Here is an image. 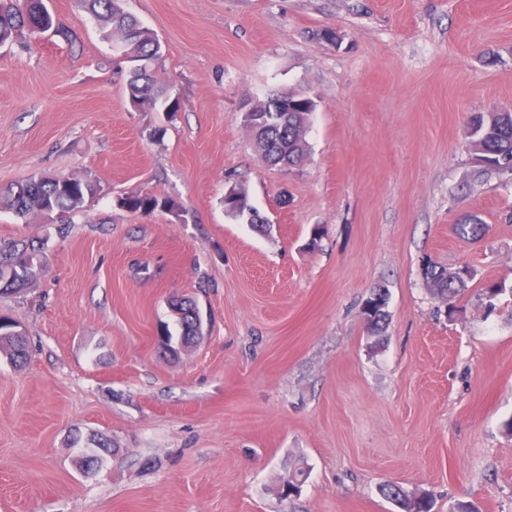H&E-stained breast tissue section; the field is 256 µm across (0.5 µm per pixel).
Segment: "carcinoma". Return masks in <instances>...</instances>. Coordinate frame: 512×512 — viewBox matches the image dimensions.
Masks as SVG:
<instances>
[{
	"mask_svg": "<svg viewBox=\"0 0 512 512\" xmlns=\"http://www.w3.org/2000/svg\"><path fill=\"white\" fill-rule=\"evenodd\" d=\"M84 8L93 16L98 32L114 44L124 46V53L139 59L147 66L129 75L128 98L134 104L151 108L177 111V100L166 94L157 85L151 74L157 64V35L125 11L122 0H81ZM44 19V0H0V34L12 40L26 33L36 34ZM292 112L288 120L251 128L253 143L266 164L281 169H293L307 158V127L315 112V101L302 92L289 91ZM467 137L474 154L487 164V168L498 170L512 167V112H487L473 116L467 127ZM97 184L69 176L31 179L5 190L0 189V209L11 210L19 216L30 213L44 215L50 209L63 218L83 206L85 197L94 195ZM237 209L241 220H250V225L261 229L265 216L249 201L244 189L236 190ZM133 212L149 213L158 206L173 209L176 203L156 196H135L125 201ZM457 236L476 239L486 232L487 226L475 215H469L454 225ZM24 253L41 254V247L29 240L0 241V264H11ZM42 267L19 265L7 273L0 268V294H20L36 283ZM424 275L431 286L433 296L448 306L453 313L455 301L467 288L471 273L467 268L451 271L446 267L429 264ZM181 314L177 316L180 335L188 338L195 335L192 319L191 299H180ZM362 315L372 331L380 333L388 321V293L384 289L373 291L362 304ZM11 319H0V353L12 364L21 366L29 357L27 339L9 334ZM109 447L104 437L91 438V447L84 455L85 468L93 470L100 466V449Z\"/></svg>",
	"mask_w": 512,
	"mask_h": 512,
	"instance_id": "carcinoma-1",
	"label": "carcinoma"
}]
</instances>
